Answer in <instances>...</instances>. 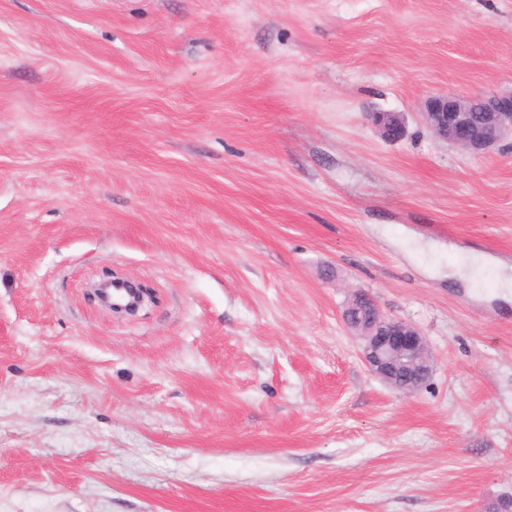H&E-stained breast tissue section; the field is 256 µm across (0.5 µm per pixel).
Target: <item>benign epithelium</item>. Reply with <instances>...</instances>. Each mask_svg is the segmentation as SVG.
Segmentation results:
<instances>
[{"label": "benign epithelium", "instance_id": "7a95c632", "mask_svg": "<svg viewBox=\"0 0 512 512\" xmlns=\"http://www.w3.org/2000/svg\"><path fill=\"white\" fill-rule=\"evenodd\" d=\"M422 117L435 138L471 154L489 153L512 139V88L480 96H431ZM372 122L387 141L406 136L405 118L399 112H375ZM86 298L114 314L129 316L158 302L156 289L112 269L103 270L90 284ZM364 300L361 309H345L343 319L362 341L366 367L390 387L416 392L433 371L426 339L411 323L384 314L371 296Z\"/></svg>", "mask_w": 512, "mask_h": 512}]
</instances>
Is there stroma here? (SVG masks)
<instances>
[{
	"instance_id": "stroma-1",
	"label": "stroma",
	"mask_w": 512,
	"mask_h": 512,
	"mask_svg": "<svg viewBox=\"0 0 512 512\" xmlns=\"http://www.w3.org/2000/svg\"><path fill=\"white\" fill-rule=\"evenodd\" d=\"M510 87L512 0H0V512L512 494V141L421 119ZM106 268L158 304L90 305ZM358 291L427 340L417 392L368 371ZM372 122L381 137L387 141H399L406 136L405 118L399 112H374ZM457 262L459 270L463 271L472 280H475L476 275H481L491 265L489 257L476 252L461 253Z\"/></svg>"
}]
</instances>
